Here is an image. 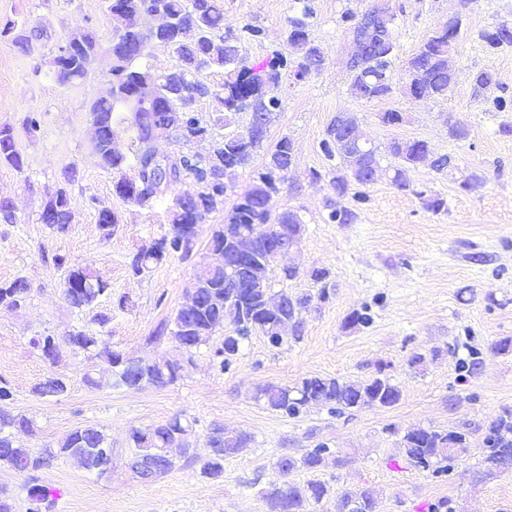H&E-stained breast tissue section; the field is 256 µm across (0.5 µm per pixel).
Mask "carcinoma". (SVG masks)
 <instances>
[{
	"mask_svg": "<svg viewBox=\"0 0 512 512\" xmlns=\"http://www.w3.org/2000/svg\"><path fill=\"white\" fill-rule=\"evenodd\" d=\"M302 8L299 14L288 18L286 44L294 58L300 75L309 73L308 64L314 58L323 56L321 47L311 38L310 27L315 18L313 0H299ZM163 10L173 21L169 29L153 34L157 43L170 48L177 57L172 67L157 71L149 66L142 67L138 61L142 56L131 55L130 46L138 41V21L145 11ZM397 14L389 16L388 40L373 45L358 61L349 67V92L352 97L372 101L388 97L394 90L393 58L397 48ZM112 82L117 85L119 95L110 99L97 98L91 101L89 112L98 115L102 139H109L112 129L124 122L121 113H129V121L135 129L131 149L135 161L134 175L126 174V155L114 154L102 148L98 157L100 166L112 173L113 188L117 197L126 203L142 208H152L162 194L154 191L150 180L157 171L167 168L174 182L169 190L184 184L196 188V194L187 195L185 214L180 216L170 209L168 223L192 224L200 212L212 214L224 212V222L214 228L208 246L226 247L227 233L243 232L256 236L259 253L268 257L278 244L288 242V226L302 223L295 211H286L277 217L265 205L266 185L277 179L288 181V171L293 165L292 140L284 135L266 151L264 169L257 173L253 183L236 196L229 210H224V197L232 192L233 179L238 171L250 165L253 156L263 147L267 139L265 132H253L250 128L225 131L230 116L243 108L240 101L251 96L257 107L275 118L281 109V99H269L262 88L272 83L279 84L281 69L287 67L288 57L280 52L272 54L263 70H254L241 56V43L257 41L262 29L251 23L244 24L236 33L224 32V0H112ZM461 15L448 18L437 27L420 45L418 51L405 66V90L411 97L438 99L448 95L455 75L448 70V54L455 48L462 35ZM14 29L24 31L19 47L40 42L45 31L40 26L26 21H9L0 29V36H6ZM499 34L495 49L512 47V25L502 22L481 33L484 43H489L492 34ZM83 49L73 53L58 76L62 84L77 86L89 80L80 69L79 56ZM144 85H150L155 94L151 108L134 110L128 97L137 93ZM474 96L490 103L489 112H504L508 100L490 97L495 79L488 71H478L472 76ZM208 100L212 104V116L200 117L196 103ZM184 107L183 123L174 130L177 151L159 154L154 149L152 132L165 113L176 106ZM344 136L332 121L319 146L329 160L339 159L346 167L344 175L333 180L336 194H346L349 182L360 185L372 181L371 166L378 165V149L361 153L356 166H351L348 154L351 150L343 142ZM386 151L400 161L394 169L393 185L400 191L423 196L414 188L408 173L429 161L430 150L421 140H394ZM431 162V161H429ZM22 170V155L17 147L11 127H0V166ZM438 172L448 170V157L441 156L431 162ZM357 217L355 210L346 207H330L325 217L329 224H347ZM39 221L52 232L64 234L70 225V209L65 189L58 188L45 196L39 213ZM96 223L104 238L114 234L118 224L115 212L99 210ZM198 234L194 230L180 232L174 228L154 242L148 249H140L130 262L132 276L138 278L170 256L190 260L199 254ZM57 266L66 268L63 289L65 300L71 307L83 310L92 307L108 290V284L90 270L70 265L62 257L54 259ZM250 262L239 263L232 269L209 267L204 263L196 265L195 274L199 281L207 284L200 289V301L190 311L178 310L170 328L164 324L156 330L154 339L169 337L180 347L190 352L207 342L212 333L229 328L226 345L231 351L220 349V370L231 368L243 341L257 332L266 337L272 346L283 342L280 325L288 324L300 330L302 307L312 297L292 298L284 296L285 306L276 313L264 308L263 295L270 293V284L257 292L249 286L248 267ZM29 287L25 280L17 278L0 283V307L22 304L28 298ZM112 320L109 310L95 312L90 323L99 331L88 329L73 330L65 336L72 347L85 352L89 358L102 360L115 368V379L119 385L141 388L151 385L164 388L174 384L180 377L181 364L177 361L149 362L143 359L127 358L112 350L100 336V330ZM52 335L37 336L31 340L35 349L46 360L56 358ZM68 380L53 374L45 376L35 384L33 393L40 397H61L68 393ZM260 398L271 410L287 417H297L314 406H327L332 412L363 409L370 407H392L401 398L400 388L385 373V364H377L375 373L360 382L341 381L332 377H304L293 386L268 385L261 390ZM33 420L23 415L0 413V467H8L28 474V498L33 504L30 512H41V505L50 504L49 489L37 483L35 472L48 467L57 455H86L92 462L99 460L112 464V444L108 437L94 427L74 430L62 444L59 452L45 448L35 452L20 444L15 432L33 430ZM188 426L176 416L167 422L146 429H134L130 439L135 451L133 458L140 461L144 469L155 468L163 475L174 467L169 462H160L157 457L163 450L179 444ZM251 437L243 432L230 433L222 427H215L208 436L209 456L200 463V473L207 478L224 475V458L245 447ZM469 432L466 430L435 429L433 427L411 426L401 438V447L410 465L430 470L443 477L454 468L458 449L469 447ZM483 463L486 473L512 471V411H506L491 421L484 430ZM330 448L322 443L309 450L303 457L294 459L282 457L275 463L279 478L269 482L262 492L268 512H304L307 506L316 507L329 498L330 487L316 480L303 484L292 483L284 477L298 468L315 471L324 462ZM336 512H375V493L369 488L341 495L336 500Z\"/></svg>",
	"mask_w": 512,
	"mask_h": 512,
	"instance_id": "cac0c4a2",
	"label": "carcinoma"
}]
</instances>
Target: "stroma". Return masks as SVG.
Instances as JSON below:
<instances>
[{
    "label": "stroma",
    "instance_id": "1",
    "mask_svg": "<svg viewBox=\"0 0 512 512\" xmlns=\"http://www.w3.org/2000/svg\"><path fill=\"white\" fill-rule=\"evenodd\" d=\"M385 4L398 16L395 72L449 14H462L464 35L452 54L456 83L447 97L415 100L395 90L392 96L365 102L348 92L347 60L351 35L339 22L345 0H315L317 17L311 37L323 50L320 71L297 77L284 71L278 87L281 110L271 124L268 143L289 136L294 165L288 188L273 201L276 211H297L304 223L299 247L288 257L297 278L271 274L272 293L313 294V270L329 271L327 301H312L303 314L300 337L286 335L282 346L268 345L261 335L245 341L230 370H220L215 352L223 331L193 353L171 340L154 341L160 324L172 322L193 284L192 262L164 260L148 274L129 272L131 256L168 232L166 201L153 208L122 202L113 192L112 176L101 168L93 148L89 105L105 93L106 71L80 86L61 85L47 60L55 47L79 27L96 31L102 43L112 39L104 0H0V26L28 20L45 28L47 37L25 52L0 37V126H10L24 157L23 170L0 166V201H9L18 221L0 223V282L25 279L30 292L23 307L0 308V380L12 397L0 411L24 414L35 422L17 440L32 450L56 448L74 430L92 426L112 444V468L88 472L62 458L41 471L40 482L51 491V512H267L261 489L274 480L275 461L301 457L326 442L334 454L314 472L290 474L293 483L321 480L331 496L312 512H335L336 499L364 486L377 492L375 512H427L441 498L458 512H512V472L482 476L479 472L482 429L504 410H512V352L491 346L512 339V112L486 111L473 95V73L486 70L496 80L495 95L512 99V51L490 52L480 33L497 22L512 21V0H354L358 10ZM295 0H224V29L244 23L260 25L264 38L247 42L242 55L248 65L262 66L267 55L283 48ZM396 109L402 124L388 126L379 116ZM37 113L38 137L22 127L27 113ZM347 113L371 142L384 148L394 140H422L438 155L452 156L456 168L438 173L423 166L411 172L428 195L442 197L443 211L426 208L422 198L391 183L396 159L385 154L372 183L364 186V202L352 195L337 197L327 175L332 162L319 142L337 113ZM468 131L452 139L449 123ZM74 169L72 181L64 172ZM320 180H313L312 172ZM476 172L484 181L468 190L463 177ZM65 187L72 222L57 235L38 221L46 193ZM355 209L348 224H328L323 217L333 201ZM114 211L119 223L103 238L96 223L98 209ZM62 256L70 264L90 268L108 284L97 307L112 312L103 336L111 349L150 360H180L178 381L165 388L131 389L116 384L105 362L89 366L83 352L60 345L55 362L44 360L30 345L41 334L67 335L87 326L92 311L71 307L62 295L64 269L53 263ZM370 308L374 321L352 325L349 315ZM478 350L480 365L460 380L458 363ZM427 357L415 367V354ZM401 390L391 408H365L343 415L327 408L286 418L258 401L269 384L293 385L308 376L360 381L377 363ZM93 369L97 386L83 381ZM66 376L71 389L63 397L40 398L32 388L46 375ZM181 416L189 425L185 440L192 457L180 458L168 474L144 481L128 466L132 429L148 428ZM243 431L252 440L224 460V475L209 479L199 461L209 454L207 436L213 425ZM414 425L460 428L470 433L467 453L459 455L446 479L410 467L400 449L404 430Z\"/></svg>",
    "mask_w": 512,
    "mask_h": 512
}]
</instances>
